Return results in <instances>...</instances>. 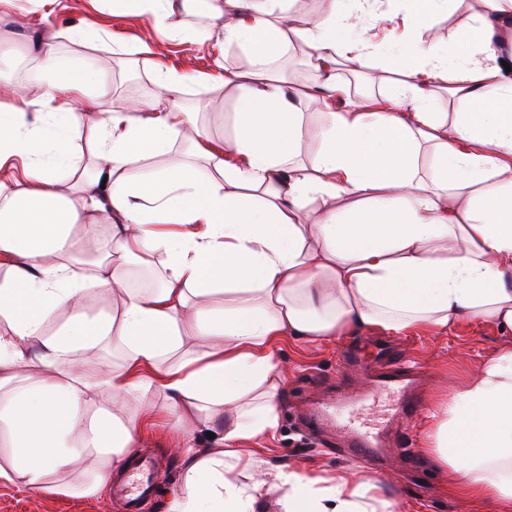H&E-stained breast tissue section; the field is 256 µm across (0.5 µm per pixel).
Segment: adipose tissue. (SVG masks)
<instances>
[{
	"mask_svg": "<svg viewBox=\"0 0 512 512\" xmlns=\"http://www.w3.org/2000/svg\"><path fill=\"white\" fill-rule=\"evenodd\" d=\"M188 0H129L158 30L216 39L252 58L213 88L235 94L230 142H214L183 95L189 75L156 68L157 93L122 110L95 57L65 63L56 35L36 57L43 99L0 103V160L24 161L0 179V434L13 448L0 480L72 495L53 474L93 464L84 494L137 446L143 411L119 414L160 386L176 410L210 418L215 445L186 439V478L167 512H255L279 491L282 512H390L370 481L339 475L316 486L291 467L254 466L242 441L279 426L271 392L281 336L307 342L358 327L390 336L484 322L512 333V0L483 10L456 48L421 33L448 0H405L408 33L394 62L357 37L375 0H323L296 18L288 0H216L217 27L187 31ZM303 47L320 72L299 89L274 63ZM394 73L383 108L335 107L337 68ZM466 108L448 116L445 97ZM321 106L310 116L297 105ZM86 130L83 145L75 131ZM184 138L199 160L153 168ZM108 225V249L98 228ZM163 255L160 283H129L132 259ZM102 290L119 306L89 314ZM206 339L196 354L188 337ZM120 349L119 367L90 376L76 354ZM425 450L452 492L489 512H512V343L424 419Z\"/></svg>",
	"mask_w": 512,
	"mask_h": 512,
	"instance_id": "ef3b65f1",
	"label": "adipose tissue"
}]
</instances>
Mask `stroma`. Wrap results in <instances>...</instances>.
Returning a JSON list of instances; mask_svg holds the SVG:
<instances>
[{"label":"stroma","instance_id":"1","mask_svg":"<svg viewBox=\"0 0 512 512\" xmlns=\"http://www.w3.org/2000/svg\"><path fill=\"white\" fill-rule=\"evenodd\" d=\"M480 10L479 0H453L449 10L435 15L427 29L430 39L449 43L457 32L472 23ZM108 31L105 42L96 44L100 60L111 69L115 91L106 109H121L130 98H145L157 91L148 74L163 66L190 75L216 72L218 65L230 69L247 67L248 57L240 50H224L215 41L199 43L160 33L148 34V22L130 7L112 0H56L51 15L40 21L43 32L62 33L85 23ZM190 109L215 141L232 135L235 125L233 93H213L202 84L189 86ZM378 333L357 328L347 336L317 345L291 336L279 339L275 354L283 369L277 382L276 401L279 429L275 437H261L247 448L269 466H289L306 476L332 477L347 471L371 478L375 494L391 502L394 512H478L448 490V479L428 465L419 484H412L408 463L422 456V414L399 423L388 409V397L364 403L373 376L371 339ZM389 342L396 357L413 366L416 393L424 409L459 387L489 357L500 343L490 325L462 323L440 335L416 333L393 336ZM153 410V422L144 432L132 456L149 454L158 464L160 494L148 512H166L169 499L182 487L185 463L178 451L181 441L194 436L199 447H209L202 415L170 409L165 392L152 388L141 401L128 403L125 415L139 417L143 407ZM333 410L339 426L329 430L309 426L313 411ZM358 423L371 428L383 443L377 464L347 458L341 442L347 427ZM0 512H120L110 494L93 497L63 496L49 489L27 491L0 481Z\"/></svg>","mask_w":512,"mask_h":512}]
</instances>
